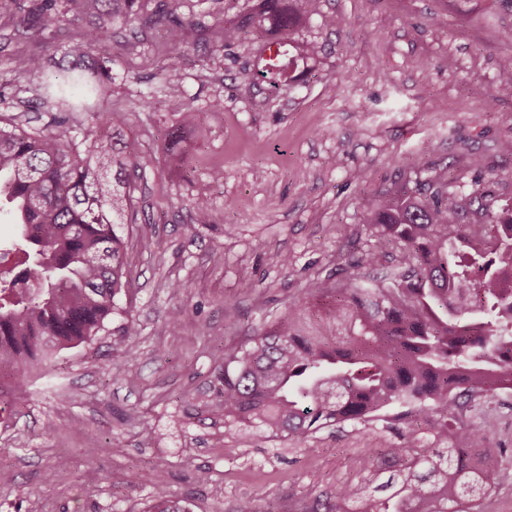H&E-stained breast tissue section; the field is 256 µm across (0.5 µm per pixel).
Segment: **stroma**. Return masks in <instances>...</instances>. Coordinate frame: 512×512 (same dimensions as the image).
I'll use <instances>...</instances> for the list:
<instances>
[{"label": "stroma", "mask_w": 512, "mask_h": 512, "mask_svg": "<svg viewBox=\"0 0 512 512\" xmlns=\"http://www.w3.org/2000/svg\"><path fill=\"white\" fill-rule=\"evenodd\" d=\"M40 4L16 0L0 15V121L27 129L43 127L47 106L13 59L45 54L54 69L72 68L68 43L89 22L56 0L63 29L34 33L24 22ZM247 10L246 0L180 7L206 28L237 26ZM326 15L346 23L325 26ZM509 30L512 0H319L316 15L280 36L321 52L300 81L277 89L255 79L267 41L256 29L221 51L198 41L171 68L177 31H149L129 48L125 26L113 23L112 93L73 113L72 125L81 137L93 112L127 115L119 144L139 161L122 227L129 288L91 341L6 396L0 512H148L171 497L188 512H238L245 502L255 512H311L352 477L367 439L398 442L394 430L352 424L299 443L226 437L216 377L225 350L335 276L337 263L394 264L398 250L364 222L383 195L428 187L444 171L464 223L512 202V156L501 150L512 142V76L500 66L512 55ZM174 86L200 113L201 135L182 128ZM169 148L188 149L185 163H168ZM228 303L237 320H225ZM174 308L185 311L175 330ZM129 343L132 362L122 356ZM476 420L489 447L512 449V393L487 401ZM90 470L101 476L92 486ZM202 470L208 482L198 481Z\"/></svg>", "instance_id": "35a3bbf8"}]
</instances>
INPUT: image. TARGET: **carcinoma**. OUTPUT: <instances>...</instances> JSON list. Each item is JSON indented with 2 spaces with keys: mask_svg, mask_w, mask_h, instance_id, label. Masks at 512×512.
<instances>
[{
  "mask_svg": "<svg viewBox=\"0 0 512 512\" xmlns=\"http://www.w3.org/2000/svg\"><path fill=\"white\" fill-rule=\"evenodd\" d=\"M121 18L132 38L161 25L196 39L199 23L183 18L178 0L149 10L143 0H71ZM36 32L60 23L55 0H42ZM317 0H256L247 24L265 31L295 27L314 14ZM214 47L223 48L240 28L214 26ZM108 24L85 29L69 45L76 57L100 52ZM306 44L296 54L279 49L288 69L315 57ZM39 78L57 108L41 129L0 126V197L29 251L22 275L0 289V364L40 372L58 354L91 339L115 311L124 290L127 241L121 215L131 206L130 177L136 157L107 152L99 130L117 131L124 112H96L82 139L70 113L91 111L89 99L112 83V58L97 67L59 75L44 57L15 61ZM171 104L195 128L200 113L173 89ZM116 167L107 178L108 166ZM431 193L386 196L370 217L397 263L378 274L346 262L336 279L316 285L328 299L322 316L310 313L303 292L288 313L224 353L218 374L224 434L258 441L300 442L328 427L383 420L394 405L406 408L386 420L423 424L405 442L362 448L355 479L318 499L312 512H483L497 489L502 461L487 449L485 430L470 419L479 401L508 390L512 382V205L461 223L462 206L448 192L445 172L433 176Z\"/></svg>",
  "mask_w": 512,
  "mask_h": 512,
  "instance_id": "carcinoma-1",
  "label": "carcinoma"
}]
</instances>
